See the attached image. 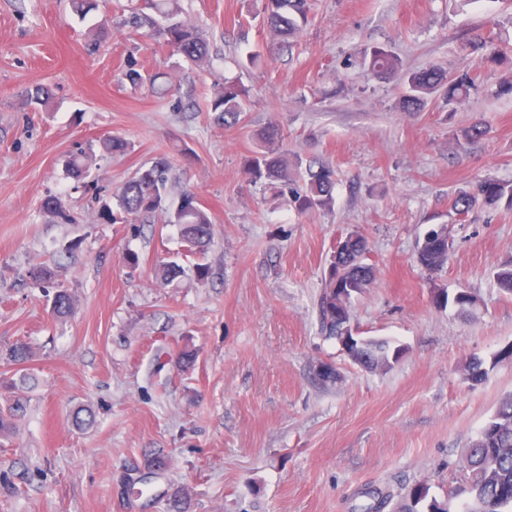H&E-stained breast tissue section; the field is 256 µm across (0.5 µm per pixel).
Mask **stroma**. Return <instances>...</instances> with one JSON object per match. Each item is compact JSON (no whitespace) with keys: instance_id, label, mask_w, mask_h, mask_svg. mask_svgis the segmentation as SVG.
Wrapping results in <instances>:
<instances>
[{"instance_id":"1","label":"stroma","mask_w":512,"mask_h":512,"mask_svg":"<svg viewBox=\"0 0 512 512\" xmlns=\"http://www.w3.org/2000/svg\"><path fill=\"white\" fill-rule=\"evenodd\" d=\"M180 6L208 32L206 70L122 28L117 0L83 19L67 0H0V350L22 340L32 351V380L15 392L27 411L0 437V512H166L176 495L184 512H363L370 492L398 497L419 482L447 498L465 448L512 394V363L478 384L463 375L470 358L512 345V294L494 279L512 261V212L480 205L461 224L451 208L478 180L512 182V97L496 94L512 65L479 63L469 44L477 32L512 42V0H313L291 51L273 55L257 0ZM368 46L404 69L469 74L477 91L401 111L402 72L374 78ZM250 52L261 64L242 67ZM130 58L173 90L120 83ZM227 81L249 92L230 128L206 108ZM38 84L53 91L47 106L30 101ZM478 120L486 136L466 140ZM271 122L288 155L335 169L333 209L298 213L245 178ZM108 136L128 150L104 152ZM80 149L95 162L77 180L65 160ZM161 155L170 203L188 190L210 213L206 282L157 283L156 265L184 259L176 226L95 217L96 195ZM50 195L74 223L45 216ZM436 224L452 249L431 274L415 249ZM352 232L367 238L376 279L354 297L351 325L402 347L386 371L360 367L320 331L324 273ZM36 265L55 267L73 294L68 317H52L53 288L31 285ZM436 288L476 303L438 308ZM324 363L336 381L319 380ZM81 408L94 418L79 427ZM152 449L166 469L128 489L125 473Z\"/></svg>"}]
</instances>
